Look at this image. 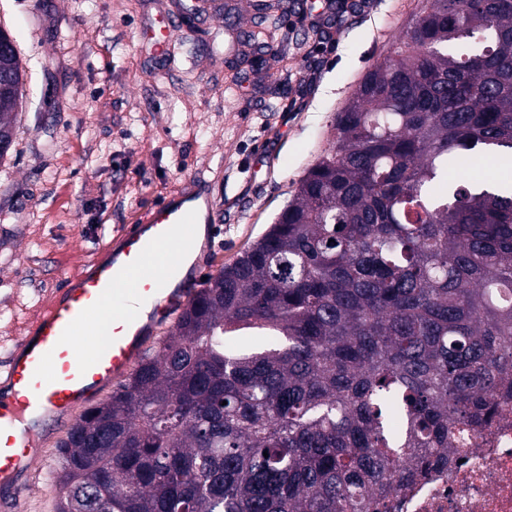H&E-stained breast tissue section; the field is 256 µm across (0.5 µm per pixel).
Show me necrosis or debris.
Instances as JSON below:
<instances>
[{
    "mask_svg": "<svg viewBox=\"0 0 512 512\" xmlns=\"http://www.w3.org/2000/svg\"><path fill=\"white\" fill-rule=\"evenodd\" d=\"M399 512H512V409L472 449L403 490Z\"/></svg>",
    "mask_w": 512,
    "mask_h": 512,
    "instance_id": "obj_1",
    "label": "necrosis or debris"
}]
</instances>
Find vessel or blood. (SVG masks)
<instances>
[{
  "label": "vessel or blood",
  "instance_id": "obj_1",
  "mask_svg": "<svg viewBox=\"0 0 512 512\" xmlns=\"http://www.w3.org/2000/svg\"><path fill=\"white\" fill-rule=\"evenodd\" d=\"M195 193L175 194L127 227L111 257L91 264L15 340L0 370V512H19L38 448L56 421L78 422L96 394L141 362L163 314L188 303V276L177 258L197 249ZM111 302L109 327L98 311Z\"/></svg>",
  "mask_w": 512,
  "mask_h": 512
}]
</instances>
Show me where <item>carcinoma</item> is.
<instances>
[{
  "label": "carcinoma",
  "mask_w": 512,
  "mask_h": 512,
  "mask_svg": "<svg viewBox=\"0 0 512 512\" xmlns=\"http://www.w3.org/2000/svg\"><path fill=\"white\" fill-rule=\"evenodd\" d=\"M295 198L58 444L55 512H382L512 399V0H426ZM25 98L0 54V137Z\"/></svg>",
  "instance_id": "cac0c4a2"
}]
</instances>
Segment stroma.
<instances>
[{
  "label": "stroma",
  "mask_w": 512,
  "mask_h": 512,
  "mask_svg": "<svg viewBox=\"0 0 512 512\" xmlns=\"http://www.w3.org/2000/svg\"><path fill=\"white\" fill-rule=\"evenodd\" d=\"M423 0H368L340 25L320 0H0L25 68V104L0 160V361L63 279L106 259L148 208L211 180L217 223L193 288L232 263L328 148L337 112L399 47ZM285 28L270 49L256 16ZM174 22L167 58L151 32ZM46 447L23 512H55Z\"/></svg>",
  "instance_id": "obj_1"
}]
</instances>
